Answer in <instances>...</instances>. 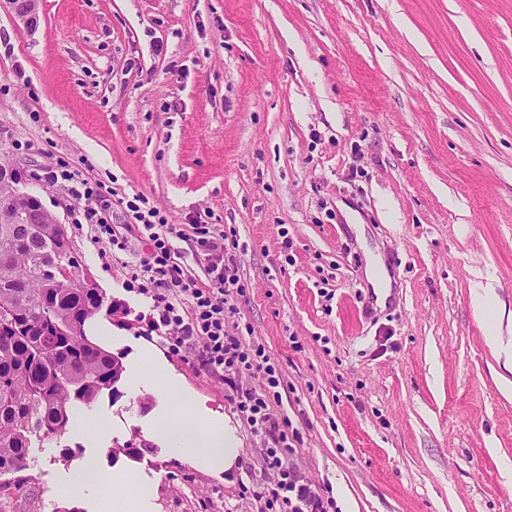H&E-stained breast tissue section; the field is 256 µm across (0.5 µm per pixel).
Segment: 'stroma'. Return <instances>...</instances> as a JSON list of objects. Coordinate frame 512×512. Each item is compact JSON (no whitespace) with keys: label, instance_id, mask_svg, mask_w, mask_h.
Listing matches in <instances>:
<instances>
[{"label":"stroma","instance_id":"1","mask_svg":"<svg viewBox=\"0 0 512 512\" xmlns=\"http://www.w3.org/2000/svg\"><path fill=\"white\" fill-rule=\"evenodd\" d=\"M26 27L0 0V164L64 224L113 305L98 323L128 362L148 344L241 438L214 475L150 435L157 404L126 381L93 404L105 443L45 444L27 512H99L56 483L99 456L151 483L155 512H258L267 443L198 351L145 334L152 301L127 287L145 247L76 223L57 158L172 224H216L247 286L244 342L282 374L289 456L355 512H512V369L472 305L489 285L512 313V0H34ZM24 78H17V70ZM395 298L365 310L370 264ZM150 444L134 460L126 442ZM68 461H60V453Z\"/></svg>","mask_w":512,"mask_h":512}]
</instances>
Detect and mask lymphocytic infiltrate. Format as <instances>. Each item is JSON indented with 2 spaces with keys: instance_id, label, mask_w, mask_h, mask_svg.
Instances as JSON below:
<instances>
[{
  "instance_id": "obj_1",
  "label": "lymphocytic infiltrate",
  "mask_w": 512,
  "mask_h": 512,
  "mask_svg": "<svg viewBox=\"0 0 512 512\" xmlns=\"http://www.w3.org/2000/svg\"><path fill=\"white\" fill-rule=\"evenodd\" d=\"M45 176L53 182H70L72 194L83 203L85 223L98 225L114 249L125 250V241L119 240L107 217L93 205L102 196L100 184L80 177L60 158L47 168ZM118 203L147 241L146 253L133 275L138 293L153 302V312L146 318L147 333L156 334L176 352L201 346L203 366L223 376L237 410L252 432L273 440L264 458V468L275 473L276 479L273 485L255 491V498L263 501L266 512H329L331 501L284 464V453L291 443L286 431L288 420L274 408L280 385L277 368L263 346L243 344L240 336L229 329L237 312L235 301L244 296L246 285L239 275L235 251L225 244L226 232L213 224H195L187 231L180 229L141 194L119 198ZM185 238L191 239L196 254L206 263L207 284L184 278L175 261L174 243ZM247 371L261 375L260 389L240 384V375Z\"/></svg>"
}]
</instances>
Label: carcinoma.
<instances>
[{
    "label": "carcinoma",
    "instance_id": "cac0c4a2",
    "mask_svg": "<svg viewBox=\"0 0 512 512\" xmlns=\"http://www.w3.org/2000/svg\"><path fill=\"white\" fill-rule=\"evenodd\" d=\"M71 243L49 214L38 224L0 216V501L33 479L32 449L64 434L71 417L115 392L123 365L93 342L87 322L105 297L85 288L84 268L63 255Z\"/></svg>",
    "mask_w": 512,
    "mask_h": 512
}]
</instances>
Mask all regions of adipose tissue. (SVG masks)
Listing matches in <instances>:
<instances>
[{"label":"adipose tissue","mask_w":512,"mask_h":512,"mask_svg":"<svg viewBox=\"0 0 512 512\" xmlns=\"http://www.w3.org/2000/svg\"><path fill=\"white\" fill-rule=\"evenodd\" d=\"M129 376L133 395L149 390L159 398L150 432L164 440L171 453L214 473L236 465L241 451L236 429L228 419L202 410L164 358L149 347H138ZM57 492L65 498L95 493L105 512H153L151 489L136 472H104L94 457L86 460L80 472L64 479Z\"/></svg>","instance_id":"obj_1"}]
</instances>
